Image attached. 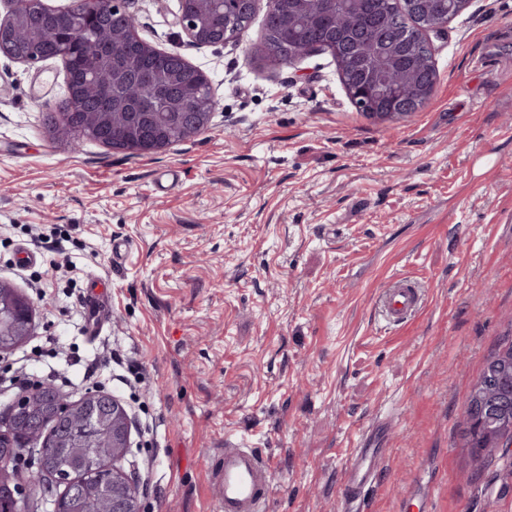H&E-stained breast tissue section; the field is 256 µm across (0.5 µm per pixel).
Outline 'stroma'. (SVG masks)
I'll list each match as a JSON object with an SVG mask.
<instances>
[{
    "mask_svg": "<svg viewBox=\"0 0 512 512\" xmlns=\"http://www.w3.org/2000/svg\"><path fill=\"white\" fill-rule=\"evenodd\" d=\"M126 6L217 107L155 154L75 151L40 108L68 96L61 61L0 55V282L35 307L30 339L0 354V416L48 380L71 401L119 398L144 512H215L228 435L269 460L268 512H342L347 440L393 400L365 512H512V457L477 465L458 436L472 381L512 336V0H472L428 33L434 94L395 121L356 111L329 53L261 62L265 0L211 46L187 41L178 0ZM395 275L425 305L385 327L375 300ZM106 303L103 297L91 295L86 299V310L88 314V332L90 336H98L104 326V315Z\"/></svg>",
    "mask_w": 512,
    "mask_h": 512,
    "instance_id": "stroma-1",
    "label": "stroma"
}]
</instances>
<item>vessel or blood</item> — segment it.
<instances>
[{"instance_id":"b4317fda","label":"vessel or blood","mask_w":512,"mask_h":512,"mask_svg":"<svg viewBox=\"0 0 512 512\" xmlns=\"http://www.w3.org/2000/svg\"><path fill=\"white\" fill-rule=\"evenodd\" d=\"M106 303L103 297L86 299L88 332L99 335L104 326ZM423 307V295L418 286L404 276L393 277L378 298L377 308L386 322L399 324L409 320ZM376 428L363 430L357 437L352 463L343 476L342 508L351 512L373 481L383 456L374 440ZM273 473L262 454L234 437H226L224 451L214 477L216 512H266L272 489Z\"/></svg>"}]
</instances>
